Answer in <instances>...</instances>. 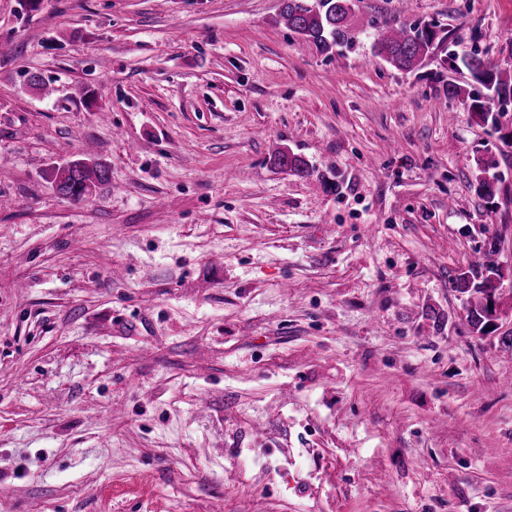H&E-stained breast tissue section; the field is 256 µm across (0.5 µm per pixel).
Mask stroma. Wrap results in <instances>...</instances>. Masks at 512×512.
Returning <instances> with one entry per match:
<instances>
[{
	"label": "stroma",
	"instance_id": "1",
	"mask_svg": "<svg viewBox=\"0 0 512 512\" xmlns=\"http://www.w3.org/2000/svg\"><path fill=\"white\" fill-rule=\"evenodd\" d=\"M359 8L423 63L281 0H0V512H512V123L444 93L512 74V0ZM70 157L109 182L57 194ZM358 0H282L281 16L309 47L321 54L352 46L360 34H371L372 50L401 70L419 67L433 47L436 33L428 27L380 24L359 12ZM494 244L483 253L479 270L457 273L451 276V281L464 299L467 318L473 332L488 335L493 332L491 327V313L488 307V297L496 295L501 285L502 274L499 265L494 260L496 255ZM487 300V304L484 303Z\"/></svg>",
	"mask_w": 512,
	"mask_h": 512
}]
</instances>
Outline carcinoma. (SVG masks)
I'll return each mask as SVG.
<instances>
[{"label":"carcinoma","mask_w":512,"mask_h":512,"mask_svg":"<svg viewBox=\"0 0 512 512\" xmlns=\"http://www.w3.org/2000/svg\"><path fill=\"white\" fill-rule=\"evenodd\" d=\"M281 16L288 27L297 33L310 48L321 54H331L337 48L353 45L361 34L373 37L375 56L401 70L419 67L433 47L436 33L428 27L393 25L378 22L363 15L358 0H282ZM476 82L489 94L471 95L467 106L478 122L499 126V117L512 104V76L488 70L479 53L474 52L465 61ZM281 167L298 175H309L306 162L294 154L278 157ZM496 162L488 160L480 167L478 183L483 194L494 197L499 182L495 172ZM109 180V168L100 163L89 165L83 159H71L51 168L49 183L61 196L81 199L92 188ZM495 247L483 253L479 269L451 276V281L464 297V307L473 331L480 335L492 332L491 313L484 300L496 293L502 274L497 262Z\"/></svg>","instance_id":"cac0c4a2"}]
</instances>
